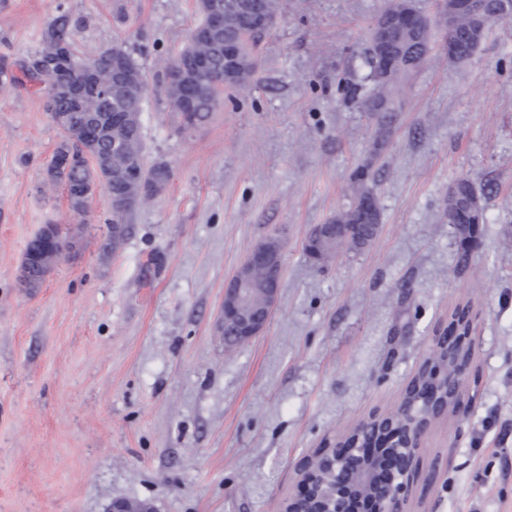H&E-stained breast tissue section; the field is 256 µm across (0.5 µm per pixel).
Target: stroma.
<instances>
[{"label":"stroma","mask_w":512,"mask_h":512,"mask_svg":"<svg viewBox=\"0 0 512 512\" xmlns=\"http://www.w3.org/2000/svg\"><path fill=\"white\" fill-rule=\"evenodd\" d=\"M386 0H282L246 90L178 133L161 59L200 20L197 0H0V57L34 55L48 22L76 20L83 54L125 43L148 74L149 161L173 177L111 248V201L85 216L43 171L61 140L41 96L0 85V512H281L294 463L370 412L396 410L459 305L472 310L465 416L424 441L434 480L417 512H512V20L452 63L444 32L402 80L378 132L359 101ZM368 168L376 239L317 265L304 244L351 203ZM462 178L482 197L469 245L448 227ZM73 248L37 288L18 276L42 225ZM279 238L277 304L225 351L224 284Z\"/></svg>","instance_id":"35a3bbf8"}]
</instances>
